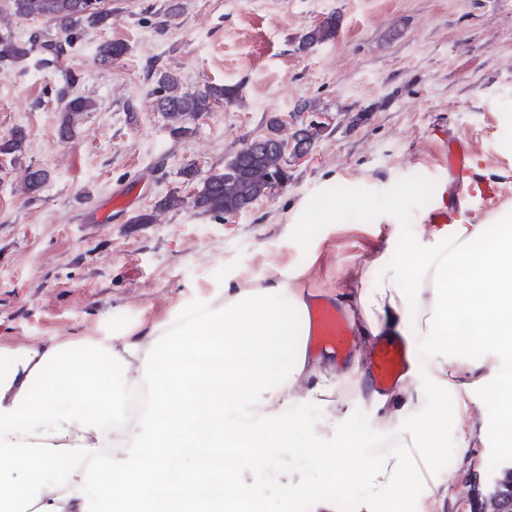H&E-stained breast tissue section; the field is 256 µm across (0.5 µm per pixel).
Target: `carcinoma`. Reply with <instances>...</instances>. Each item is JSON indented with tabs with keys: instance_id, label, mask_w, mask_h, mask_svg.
Returning <instances> with one entry per match:
<instances>
[{
	"instance_id": "cac0c4a2",
	"label": "carcinoma",
	"mask_w": 512,
	"mask_h": 512,
	"mask_svg": "<svg viewBox=\"0 0 512 512\" xmlns=\"http://www.w3.org/2000/svg\"><path fill=\"white\" fill-rule=\"evenodd\" d=\"M13 13L18 17L43 18L53 24L58 34L43 38L41 50L58 59L67 49L73 47L84 26L105 27L109 24L112 11L106 7V0H9ZM339 17L332 14L321 23L308 29L299 41V49L324 43L336 35ZM34 42H21L9 33L0 32V63H12L28 57ZM126 51L124 44L105 41L98 47L97 56L102 64H110ZM155 87V107L164 115L169 132L182 135L189 131L188 123L217 102H230L237 89L230 85H206L189 92L184 90L181 79L170 71H157L152 74ZM59 98L65 101L64 116L60 124V136L69 139L74 135L80 115L93 108V102L82 95L71 96L65 89L59 91ZM25 133L22 129L13 130L0 139V154L8 155L22 151ZM283 139L276 134L262 137L254 148L244 154L235 153L227 164L234 166L231 173H212L202 181V188L196 194L193 204L197 209L214 215H232L251 206L277 182L288 180L285 153L282 152ZM279 178L269 181L270 176ZM47 180L41 169H26L24 182L30 191L38 190Z\"/></svg>"
}]
</instances>
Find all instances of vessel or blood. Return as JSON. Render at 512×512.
<instances>
[{
  "label": "vessel or blood",
  "instance_id": "b4317fda",
  "mask_svg": "<svg viewBox=\"0 0 512 512\" xmlns=\"http://www.w3.org/2000/svg\"><path fill=\"white\" fill-rule=\"evenodd\" d=\"M448 174L457 180L464 197L477 194L489 203H497L498 190L495 185L487 184L480 191H473L469 156L462 137L455 136L448 141ZM307 323L310 351L331 354L340 362L350 357L355 340L347 319L336 303L319 296L313 297L308 303ZM370 368L372 385L376 391L389 392L400 385L409 370V353L405 341L378 343Z\"/></svg>",
  "mask_w": 512,
  "mask_h": 512
}]
</instances>
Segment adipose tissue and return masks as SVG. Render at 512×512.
Returning <instances> with one entry per match:
<instances>
[{
    "mask_svg": "<svg viewBox=\"0 0 512 512\" xmlns=\"http://www.w3.org/2000/svg\"><path fill=\"white\" fill-rule=\"evenodd\" d=\"M456 275H449V268ZM285 306L266 304L265 293ZM361 336L439 337L431 382L456 387L460 365H486V345L512 358V231L471 223L432 226L415 260L387 264L377 287L358 295ZM468 326L461 341L460 324ZM306 301L287 283L267 291L225 288L180 311L147 336L88 337L21 348L0 371V512H247L260 500L239 471L260 462L276 467L302 427L293 404L300 381L329 402L337 382L361 390L364 374L316 377L309 355ZM287 375L272 368L285 350ZM144 390L149 402L134 429L125 426V392ZM430 396L418 378L380 404H392L396 424L388 447L367 433L356 463L343 416L331 413L309 431L337 443L332 484L364 488L356 512H378L405 480L420 482L427 512L439 492L429 475L430 451L401 423L407 409Z\"/></svg>",
    "mask_w": 512,
    "mask_h": 512,
    "instance_id": "obj_1",
    "label": "adipose tissue"
}]
</instances>
